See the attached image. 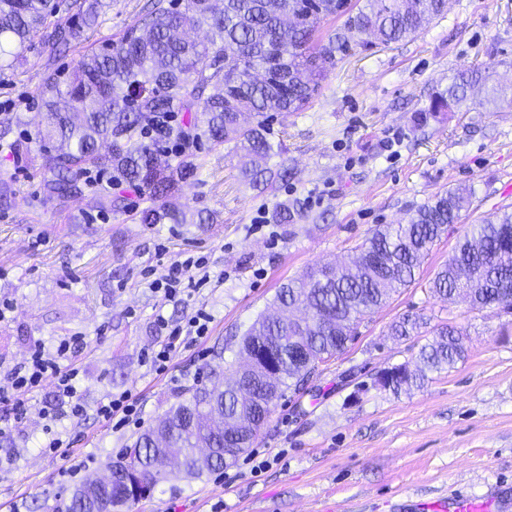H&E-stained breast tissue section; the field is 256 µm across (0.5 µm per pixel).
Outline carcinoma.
<instances>
[{"mask_svg":"<svg viewBox=\"0 0 512 512\" xmlns=\"http://www.w3.org/2000/svg\"><path fill=\"white\" fill-rule=\"evenodd\" d=\"M448 0H152L151 8L117 40L84 54L63 77L45 73L38 95L46 126L38 141L51 178L44 194L63 200L83 191L82 176L106 170L112 184L144 195L141 224H185L186 215L167 208L169 197L198 165L184 153L174 164L161 159L174 138L229 145L239 156L241 177L253 184H286L292 171L268 160L281 144L270 139V119L302 112L319 93L337 61L356 49L414 38L447 9ZM108 7L104 0H0V70L14 69L37 42L56 57L79 42ZM328 19L340 21L322 30ZM203 30L201 40L185 37ZM480 68L455 75L432 95V112H468L470 92L486 84ZM512 103V86L486 89L480 104L496 112ZM179 113L187 120L174 125ZM109 142L102 154L99 140ZM99 208L119 210L126 198L108 187ZM465 193L448 190L421 205L405 224L374 229L338 267L309 271L283 284L275 301L308 312L301 322L258 317L243 333L240 351H266L281 365L268 380L264 359L235 372L233 385L196 386L183 392L154 426L109 464L110 478L97 499L119 508L186 472L193 479L232 465L244 452L240 425H254L248 443L264 426L274 402L297 388L308 373L342 352L357 336L364 316L415 281L430 247L458 222ZM301 206L276 205L273 220L288 224ZM430 292L453 301L462 291L473 309L512 306V208L505 207L460 238L448 262L435 273ZM428 321L407 314L390 325L391 335L409 338ZM467 353L462 331L443 325L419 350L421 367L400 364L383 370L379 387L398 394L420 387L427 372L454 367ZM92 503L74 489L58 512H90Z\"/></svg>","mask_w":512,"mask_h":512,"instance_id":"obj_1","label":"carcinoma"}]
</instances>
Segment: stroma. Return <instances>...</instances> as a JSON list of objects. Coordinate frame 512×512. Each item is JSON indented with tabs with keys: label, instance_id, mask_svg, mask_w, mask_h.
<instances>
[{
	"label": "stroma",
	"instance_id": "1",
	"mask_svg": "<svg viewBox=\"0 0 512 512\" xmlns=\"http://www.w3.org/2000/svg\"><path fill=\"white\" fill-rule=\"evenodd\" d=\"M148 0H112L83 45L49 59L32 45L16 69L0 72V126L11 140L38 150L44 108L38 96L47 64L72 70L88 46L119 38ZM512 82V0H448L443 15L413 39L338 62L301 112L274 118L283 145L269 162L293 176L275 192L246 185L237 158L201 145L199 168L181 182L172 205L209 215L205 224H142L139 191L120 187L126 209L100 211L96 190L60 202L46 198L48 170L0 149V179L15 193L0 206V298L13 300L0 321V366L24 360L34 342L53 346L80 335L82 418L63 429L66 451L40 442V409L54 395L45 382L29 401L26 426L0 438L13 454L0 473V512H53L75 483L118 458L138 429L113 431L97 404L130 392L145 426L181 393L222 379L243 332L271 311L277 290L310 268L340 263L368 233L401 224L446 190H471V204L423 261L410 287L366 316L354 342L319 366L300 391H286L261 434L237 461L201 479L162 484L124 512H435L451 495H495L512 512V316L446 303L428 283L457 240L497 208L512 206V107L500 112L429 113L431 97L473 67ZM300 202L295 223L277 224L278 202ZM207 256L220 282L177 306L163 304L149 282L171 259ZM181 320L198 308L212 315L199 345L178 351L166 373L150 371L144 350L157 341L156 308ZM431 315L467 333L468 354L453 368L400 395L379 389L377 374L414 361L431 333L398 340L392 322Z\"/></svg>",
	"mask_w": 512,
	"mask_h": 512
}]
</instances>
